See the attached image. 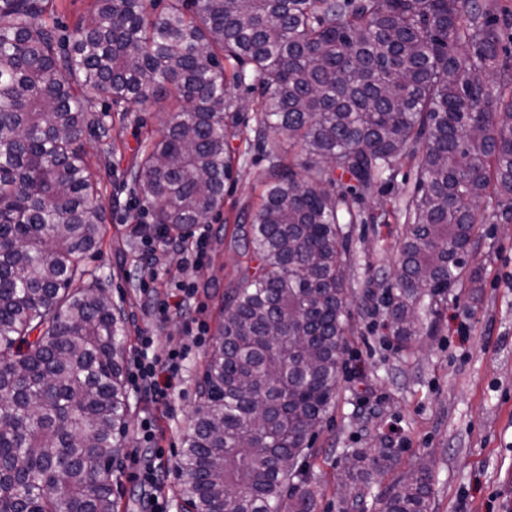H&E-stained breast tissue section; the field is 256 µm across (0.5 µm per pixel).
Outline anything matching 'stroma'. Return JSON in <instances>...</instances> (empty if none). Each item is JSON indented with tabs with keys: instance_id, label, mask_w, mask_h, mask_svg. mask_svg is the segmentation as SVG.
Here are the masks:
<instances>
[{
	"instance_id": "1",
	"label": "stroma",
	"mask_w": 512,
	"mask_h": 512,
	"mask_svg": "<svg viewBox=\"0 0 512 512\" xmlns=\"http://www.w3.org/2000/svg\"><path fill=\"white\" fill-rule=\"evenodd\" d=\"M98 116L110 129V143H90L89 162L101 179L105 211L104 237L85 264L95 270L127 322L128 353L142 347L143 337L157 346H187L181 373L173 380L171 399L152 405L140 391H130V422L124 447L115 462L116 512H147L149 493L135 475L141 461L132 454L137 428L152 412L160 434L150 454L164 476L171 512H185L179 495L182 439L199 403V381L220 321L224 296L242 274L241 240L235 234L240 213L255 209L269 163L259 154L246 156L224 206L202 227L170 249L156 278L147 268L161 241L133 237L129 226L150 212L132 170L140 147L173 106L167 100L130 105L127 113L97 101ZM400 222L358 224L348 247L352 265L348 287L359 295L369 279H390L398 265ZM204 240L202 264L184 263L197 240ZM483 287L472 294L467 285L449 292L439 310L435 335L411 348L385 334L383 313L360 304L350 310L351 333L339 378L336 405L313 440L312 472L321 489L317 512H342L336 491L338 465L347 452L386 440L398 448L397 460L374 484L377 493L394 487L420 459L433 471L430 512H512V231L501 224L483 225L473 248ZM194 286L188 307H179L181 284ZM170 306L157 320V303ZM204 325V336L185 335V319Z\"/></svg>"
}]
</instances>
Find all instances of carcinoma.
<instances>
[{
    "label": "carcinoma",
    "mask_w": 512,
    "mask_h": 512,
    "mask_svg": "<svg viewBox=\"0 0 512 512\" xmlns=\"http://www.w3.org/2000/svg\"><path fill=\"white\" fill-rule=\"evenodd\" d=\"M94 0L67 42L48 0H0V512H115L130 414L126 321L82 264L103 238L84 137H108L90 93L172 112L134 177L154 223L185 231L224 205L241 154L231 86L260 117L249 148L270 179L238 217L245 275L224 300L183 440L192 512H316L305 463L336 404L349 331L356 204L417 161L395 286L381 302L400 343L467 270L485 224H512V8L498 0ZM255 80L246 84L244 65ZM302 161L284 163L280 137ZM394 448H359L338 477L365 512ZM420 461L379 512H430Z\"/></svg>",
    "instance_id": "obj_1"
}]
</instances>
